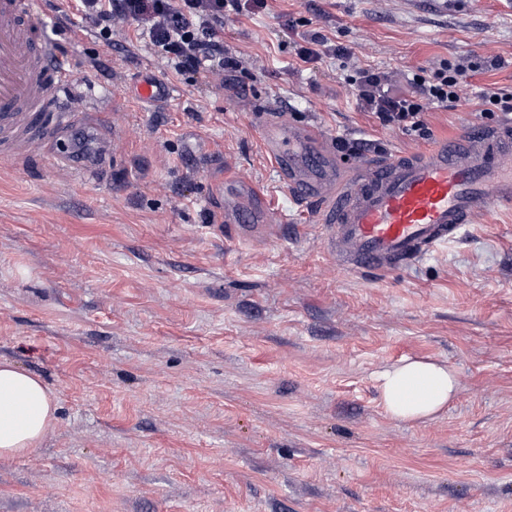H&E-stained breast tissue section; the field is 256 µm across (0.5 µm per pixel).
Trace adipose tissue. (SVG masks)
<instances>
[{"mask_svg":"<svg viewBox=\"0 0 512 512\" xmlns=\"http://www.w3.org/2000/svg\"><path fill=\"white\" fill-rule=\"evenodd\" d=\"M383 406L400 421L424 422L456 395V375L444 363L406 358L379 376ZM57 404L44 382L0 359V456L37 448L52 426Z\"/></svg>","mask_w":512,"mask_h":512,"instance_id":"1","label":"adipose tissue"}]
</instances>
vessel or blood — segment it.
<instances>
[{
	"label": "vessel or blood",
	"mask_w": 512,
	"mask_h": 512,
	"mask_svg": "<svg viewBox=\"0 0 512 512\" xmlns=\"http://www.w3.org/2000/svg\"><path fill=\"white\" fill-rule=\"evenodd\" d=\"M34 0H0V155L48 156L92 175L68 139L85 127L65 101L72 65L32 18ZM259 135L291 200L316 209L329 254L351 270L401 269L456 240L478 214L512 205V124L341 171L330 141L284 115H264ZM236 237L270 223L266 204L225 207Z\"/></svg>",
	"instance_id": "b4317fda"
}]
</instances>
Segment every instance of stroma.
Listing matches in <instances>:
<instances>
[{
	"label": "stroma",
	"instance_id": "stroma-1",
	"mask_svg": "<svg viewBox=\"0 0 512 512\" xmlns=\"http://www.w3.org/2000/svg\"><path fill=\"white\" fill-rule=\"evenodd\" d=\"M36 0L92 106L75 142L93 177L0 158V359L38 375L56 420L0 457V512H512V207L407 268L338 266L293 205L257 117L394 156L505 124L429 107L424 140L382 128L348 83L469 58L472 87L512 86V0H268L231 16L223 84L164 73L147 42L69 38ZM352 56L301 63L279 30ZM149 75L173 95L137 105ZM262 188L275 230L234 241L226 170ZM405 357L459 379L448 407L401 422L376 375Z\"/></svg>",
	"mask_w": 512,
	"mask_h": 512
}]
</instances>
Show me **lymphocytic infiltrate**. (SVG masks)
Listing matches in <instances>:
<instances>
[{"label": "lymphocytic infiltrate", "mask_w": 512, "mask_h": 512, "mask_svg": "<svg viewBox=\"0 0 512 512\" xmlns=\"http://www.w3.org/2000/svg\"><path fill=\"white\" fill-rule=\"evenodd\" d=\"M82 19L104 44L136 31L146 39L166 70L215 80L237 70L224 53V24L229 15L266 9L268 0H75ZM472 63L460 58L420 68L409 91L386 72L359 71L350 84L359 107L383 128L421 139L430 130L425 113L434 104L457 105L468 97L464 81Z\"/></svg>", "instance_id": "1"}]
</instances>
